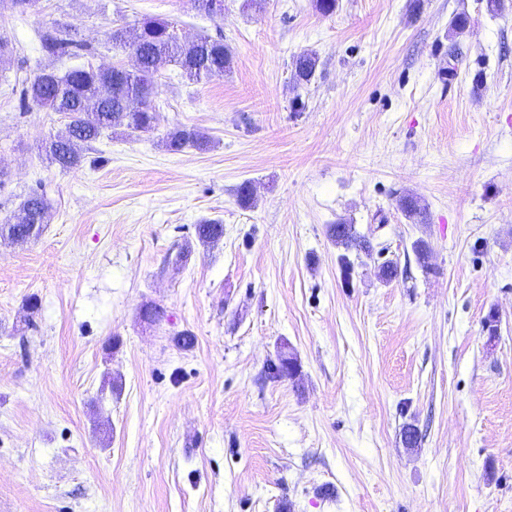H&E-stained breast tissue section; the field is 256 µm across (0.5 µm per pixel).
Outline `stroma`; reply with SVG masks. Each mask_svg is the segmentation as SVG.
<instances>
[{"mask_svg": "<svg viewBox=\"0 0 512 512\" xmlns=\"http://www.w3.org/2000/svg\"><path fill=\"white\" fill-rule=\"evenodd\" d=\"M146 17L224 40L231 71L168 67L153 133L107 131L80 168L48 165L38 147L67 120L20 91L83 60L49 57L41 34L129 65L111 30ZM0 35V221L40 182L58 202L37 239L0 240V512H512V8L39 0L0 12ZM304 51L319 64L299 87ZM176 128L210 148L168 151ZM408 192L424 221L398 210ZM205 220L224 226L215 245ZM339 222L374 246L348 271ZM284 347L299 376L268 379ZM319 58L316 52L304 51L293 58L294 79L298 85H307L314 78Z\"/></svg>", "mask_w": 512, "mask_h": 512, "instance_id": "stroma-1", "label": "stroma"}]
</instances>
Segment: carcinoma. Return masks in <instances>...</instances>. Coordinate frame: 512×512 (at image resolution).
<instances>
[{
    "instance_id": "1",
    "label": "carcinoma",
    "mask_w": 512,
    "mask_h": 512,
    "mask_svg": "<svg viewBox=\"0 0 512 512\" xmlns=\"http://www.w3.org/2000/svg\"><path fill=\"white\" fill-rule=\"evenodd\" d=\"M42 50L55 58L64 59L80 55L87 45L73 38H63L52 33L41 36ZM135 50L138 54L139 72L127 75L119 69L85 70L72 68L60 74L44 70L21 90L23 100L49 112H58L68 118L69 138H50L40 145V151L51 165L61 170L81 166L84 156L81 147L97 141L103 132L124 128L132 133H150L160 121L159 107L140 108L145 96L153 94L154 79L170 66L180 70L188 79L201 82L224 76L231 70L233 56L222 39L200 36L193 41H182L174 26L164 20L149 19L139 26ZM319 58L313 51H304L293 58L294 79L306 85L314 78ZM166 147L178 152L186 147L205 149L209 138L191 129L176 128L167 134ZM398 208L408 218H422L426 205L422 200L407 194L397 200ZM18 209L30 213L28 224L0 223V238L25 243L39 237L42 225L49 223L55 210V201L47 185L26 195ZM199 242L214 244L224 237V225L206 221L195 225ZM329 238L346 251L371 252L368 239L356 231L353 224H331ZM266 375L271 380H294L299 375L297 357L282 350L270 361Z\"/></svg>"
}]
</instances>
